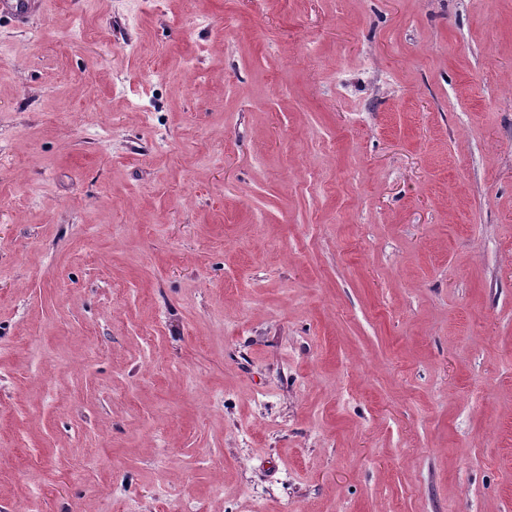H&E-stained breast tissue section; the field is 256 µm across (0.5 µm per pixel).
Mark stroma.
I'll list each match as a JSON object with an SVG mask.
<instances>
[{
    "label": "stroma",
    "mask_w": 512,
    "mask_h": 512,
    "mask_svg": "<svg viewBox=\"0 0 512 512\" xmlns=\"http://www.w3.org/2000/svg\"><path fill=\"white\" fill-rule=\"evenodd\" d=\"M0 512H512V0L0 17Z\"/></svg>",
    "instance_id": "1"
}]
</instances>
